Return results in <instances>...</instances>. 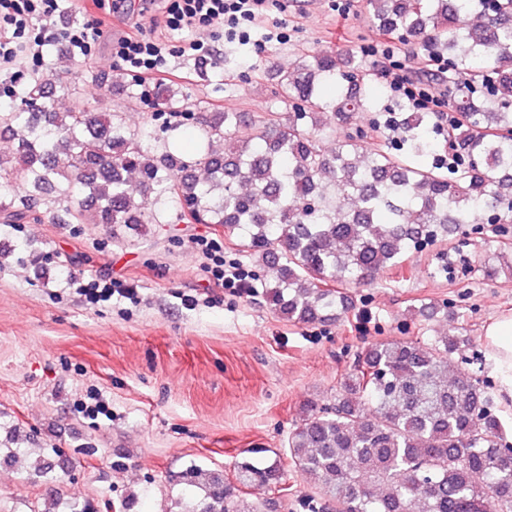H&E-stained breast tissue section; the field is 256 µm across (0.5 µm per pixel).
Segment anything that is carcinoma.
Wrapping results in <instances>:
<instances>
[{
	"mask_svg": "<svg viewBox=\"0 0 512 512\" xmlns=\"http://www.w3.org/2000/svg\"><path fill=\"white\" fill-rule=\"evenodd\" d=\"M377 30L424 56L456 112L444 143L437 112L404 103L399 144L363 137L322 142L363 112H378L361 63L304 53L275 72L286 112L205 110L192 158L120 111L96 112L67 85L55 104L47 79L21 89L27 111L0 110V224H99L117 235L145 224H216L275 272L271 309L293 325L339 322L353 288L424 246L448 250L472 224L512 213V0H363ZM181 90L153 97L175 109ZM249 126L241 140L236 130ZM174 203V211L168 203ZM464 336L369 343L327 404L307 403L288 433V456L314 489L306 512H512V441L490 387L449 368ZM202 496L183 512H255L244 490L288 491L280 457L234 462L230 473L192 465L182 474Z\"/></svg>",
	"mask_w": 512,
	"mask_h": 512,
	"instance_id": "obj_1",
	"label": "carcinoma"
}]
</instances>
